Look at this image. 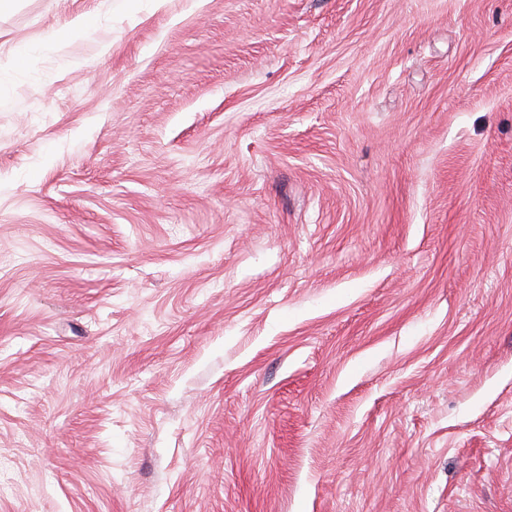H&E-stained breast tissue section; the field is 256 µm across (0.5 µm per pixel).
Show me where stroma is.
<instances>
[{
	"mask_svg": "<svg viewBox=\"0 0 512 512\" xmlns=\"http://www.w3.org/2000/svg\"><path fill=\"white\" fill-rule=\"evenodd\" d=\"M0 70V512H512V0H0Z\"/></svg>",
	"mask_w": 512,
	"mask_h": 512,
	"instance_id": "obj_1",
	"label": "stroma"
}]
</instances>
